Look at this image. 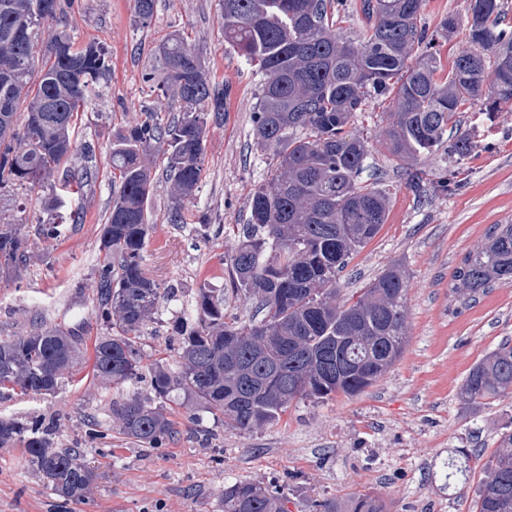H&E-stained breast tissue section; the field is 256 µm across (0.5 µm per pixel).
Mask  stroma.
I'll return each instance as SVG.
<instances>
[{"label":"stroma","mask_w":512,"mask_h":512,"mask_svg":"<svg viewBox=\"0 0 512 512\" xmlns=\"http://www.w3.org/2000/svg\"><path fill=\"white\" fill-rule=\"evenodd\" d=\"M67 30L79 43L103 44L112 75L79 121L82 140L96 147L98 174L80 202L79 223L60 237L39 239L48 190L26 200L24 231L30 258L16 275L0 274V338L19 336L33 324L62 325L84 338V365L72 382L35 398L0 399V416L39 422L57 447L75 448L100 478L85 499L51 494L23 447H0V512H224V488L250 481L280 489L288 512H309L313 501L346 502L359 494L379 498L385 512H472L484 463L498 435L512 428V400L461 407L469 368L505 338H512V287L499 286L461 315L449 311L451 275L464 254L482 244L491 225L512 219V107L487 118L480 105L465 106L463 128L479 148L460 166L455 191L415 193L384 145L389 103L369 101L355 125L368 142L369 174L389 196L388 216L376 237L350 261L345 297L382 270L400 264L407 274L401 358L373 386L352 397L292 403L277 424L243 435L210 414L191 430L186 400L164 401L180 431L162 448H145L122 435L113 404L131 395L153 398L150 371L156 359L175 358V327L192 322L200 288L225 289V307L240 308L229 294L224 254L237 240L251 192L275 172L272 151L253 140L251 114L261 75L224 40L221 0H156L149 27L135 18L134 0H74L58 22L41 27L49 40ZM182 34L200 54L210 78L226 91L224 117L209 122L202 181L170 223L166 160L149 159L153 229L144 250L150 276L168 288L144 329L143 373L133 383L110 386L92 375L93 344L109 333L93 303L102 227L112 206L109 154L113 136L149 110L163 119L183 112L174 93L157 85L156 47ZM470 454L463 486L449 489L444 462L452 451Z\"/></svg>","instance_id":"35a3bbf8"}]
</instances>
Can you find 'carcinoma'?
Returning <instances> with one entry per match:
<instances>
[{"instance_id": "cac0c4a2", "label": "carcinoma", "mask_w": 512, "mask_h": 512, "mask_svg": "<svg viewBox=\"0 0 512 512\" xmlns=\"http://www.w3.org/2000/svg\"><path fill=\"white\" fill-rule=\"evenodd\" d=\"M224 41L264 75L252 113L255 144L272 150L277 169L248 197L242 237L225 258L231 292L250 301L245 319L224 312V295L199 289L194 324L181 333L178 358L151 372L158 399L176 393L201 412L224 417L243 434L276 424L295 400L354 397L400 358L407 341V280L401 266L379 274L353 303L340 297V274L378 234L387 193L362 180L367 141L353 128L370 99L391 101L386 146L399 162L436 153L462 162L476 149L471 134L448 140V125L468 103L493 114L512 105V30L501 27V0H472L470 50L451 68L436 40L456 27L452 18L428 33L426 0H361L362 30L340 25L342 0H223ZM72 0H0V190H31L74 154L81 168L63 179L80 194L96 178L91 145L75 138L81 107L111 70L106 48L78 45L64 30L47 43L38 30L60 18ZM155 0H135L141 25ZM162 87L185 111L164 122L147 112L112 139L114 191L102 228L103 260L96 274V309L112 333L94 343L93 375L114 385L142 374L143 329L164 298L145 272L151 224L148 157L162 152L174 206L194 195L204 173L207 116L224 115V86L206 74L196 50L180 35L156 52ZM27 239L10 209L0 208V273L27 263ZM512 286V219L489 227L484 242L464 255L451 276L453 313L476 305L495 286ZM83 339L61 326L37 327L0 339V393L41 396L71 379ZM462 401L512 398V340L502 341L468 371ZM112 413L124 434L159 448L178 433L163 408L138 396ZM21 444L51 494L88 496L97 468L71 448L52 447L50 434L0 417V447ZM470 456L448 460V477L466 476ZM487 478L473 512H512V431L500 433L484 464ZM286 498L251 482L224 487V512H286ZM314 512H384L376 497L342 506L317 501Z\"/></svg>"}]
</instances>
